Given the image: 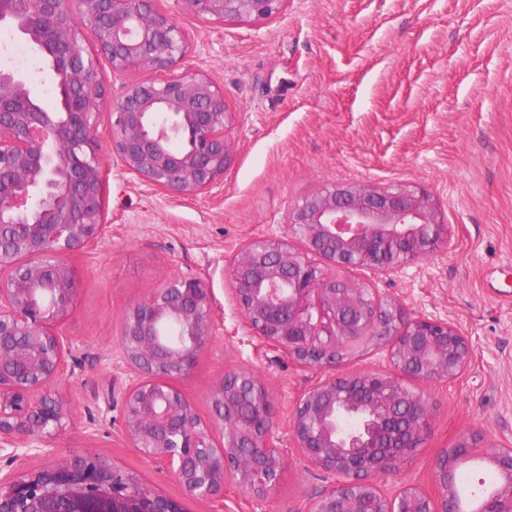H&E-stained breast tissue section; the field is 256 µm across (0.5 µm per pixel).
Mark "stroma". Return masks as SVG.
<instances>
[{"label": "stroma", "mask_w": 512, "mask_h": 512, "mask_svg": "<svg viewBox=\"0 0 512 512\" xmlns=\"http://www.w3.org/2000/svg\"><path fill=\"white\" fill-rule=\"evenodd\" d=\"M153 5L185 34L179 71L204 74L223 91L235 115L226 132L231 161L223 186L182 197L130 179L100 149L107 228L70 258L81 290L60 324L72 369L60 386L71 412L60 457L98 455L186 512H211L128 442L121 390L129 375L116 341L149 287L172 274L200 277L213 289L216 340L174 384L207 422L224 372L255 371L273 399V435L289 464L274 498L230 488L224 512H306L338 480L304 458L289 432L292 411L320 374L252 335L226 266L246 240L281 235L305 196L353 181L426 189L451 248L392 276L371 280L353 268L347 277L371 280L409 314L454 324L471 349L456 380L411 381L429 401L430 432L380 486L434 491L438 454L468 432L512 443V0H287L277 16L224 23L183 13L175 0ZM0 31L8 35L0 67L33 71L31 95L54 108L53 82L38 73L34 49L11 24Z\"/></svg>", "instance_id": "stroma-1"}]
</instances>
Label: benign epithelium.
<instances>
[{
  "label": "benign epithelium",
  "mask_w": 512,
  "mask_h": 512,
  "mask_svg": "<svg viewBox=\"0 0 512 512\" xmlns=\"http://www.w3.org/2000/svg\"><path fill=\"white\" fill-rule=\"evenodd\" d=\"M0 0L10 21L45 56L58 110L30 100L23 76L0 69V451L14 464L46 468L0 474V512H184L98 455L58 460L55 441L70 412L57 386L68 375V338L58 330L79 290L67 257L95 246L104 224L96 127L102 86L97 59L112 74L152 77L125 85L112 105L109 147L132 179L194 196L224 184L234 115L208 77L171 75L185 55L181 28L153 0ZM216 22L280 13L286 0H177ZM92 42L95 51L87 49ZM282 236L244 244L227 274L249 329L298 366L321 372L290 418L299 452L341 477L307 512H459L461 460L479 454L498 476L477 512H512V445H480L464 435L434 467L435 495L407 484L386 495L372 472L419 447L429 429L427 385L461 376L466 336L451 323L410 315L368 283L341 272L393 275L449 248L448 225L425 190L400 184L325 185L289 212ZM215 340L213 289L199 277L170 275L130 307L117 336L130 381L122 394L132 447L184 494L224 510L233 486L255 498L276 495L288 460L272 440L273 401L252 370L231 367L209 394L205 424L171 383L191 374ZM386 352V372L338 373L347 352Z\"/></svg>",
  "instance_id": "obj_1"
}]
</instances>
